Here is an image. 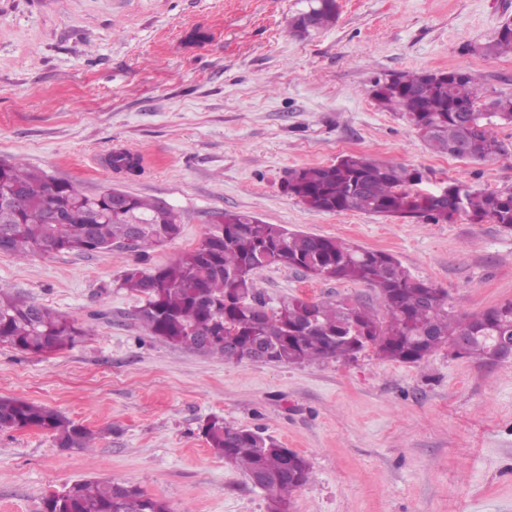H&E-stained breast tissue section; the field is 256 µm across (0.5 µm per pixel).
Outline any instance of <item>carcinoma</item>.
Here are the masks:
<instances>
[{
	"instance_id": "obj_1",
	"label": "carcinoma",
	"mask_w": 512,
	"mask_h": 512,
	"mask_svg": "<svg viewBox=\"0 0 512 512\" xmlns=\"http://www.w3.org/2000/svg\"><path fill=\"white\" fill-rule=\"evenodd\" d=\"M336 0H309L308 10L292 20L303 35L336 21ZM486 56L512 54V31L480 47ZM480 74L458 69L427 79L403 72L374 85L373 97L400 117L439 155L472 160L511 158L492 130L512 124V97L487 99ZM469 101L464 117L452 108ZM118 172H139L127 152L112 158ZM423 173L406 166L345 155L330 165L288 173L283 190L318 212L356 211L388 218L448 221L451 204L420 196ZM462 211L458 216L512 229V189H477L454 182ZM57 211L63 222L51 224ZM143 224L138 256L178 237L177 215L157 199L129 196V207L112 211V190L82 193L72 182L56 180L17 161L0 160V254L98 253L125 250L132 222ZM269 267L301 270L318 280L360 282L377 291L378 310L342 299L307 301L290 297L269 305L256 288V274ZM117 287L136 294L135 318L153 337L172 346L226 362L263 361L304 365L349 360L372 347L391 361L416 364L454 337H474L462 355L489 360L498 337L512 339V302L470 318L448 311L447 293L410 274L391 254L336 238L266 224L244 212L221 211L199 245L175 262L151 271L128 269ZM88 335L68 316L28 303L0 284V342L22 353L51 355L73 347ZM35 427L50 433L58 447L91 451L92 432L44 405L0 398V432ZM209 447L248 477L262 478L268 512H290L291 495L311 478L310 461L270 435L214 418L202 427ZM42 512H169L167 504L118 480H77L67 495L50 492Z\"/></svg>"
}]
</instances>
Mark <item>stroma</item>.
Here are the masks:
<instances>
[{"label": "stroma", "mask_w": 512, "mask_h": 512, "mask_svg": "<svg viewBox=\"0 0 512 512\" xmlns=\"http://www.w3.org/2000/svg\"><path fill=\"white\" fill-rule=\"evenodd\" d=\"M330 26L300 36L306 0H0V159L82 192L118 188L167 202L180 235L129 251L0 256V284L87 331L45 356L0 343V397L59 411L93 431L92 451L49 433H0V512H40L78 479H116L171 512H267L264 493L209 448L218 417L307 457L291 512H512V358L437 350L406 364L366 350L349 362L227 363L149 336L114 282L195 248L214 212L335 237L396 257L473 316L512 301V229L317 212L283 190L292 169L360 154L424 172V189L463 181L512 188V160L432 153L371 96L399 72L466 67L488 96H512V55L476 48L512 0H337ZM123 149L140 173L102 167ZM270 300L378 304L373 288L271 267Z\"/></svg>", "instance_id": "obj_1"}]
</instances>
